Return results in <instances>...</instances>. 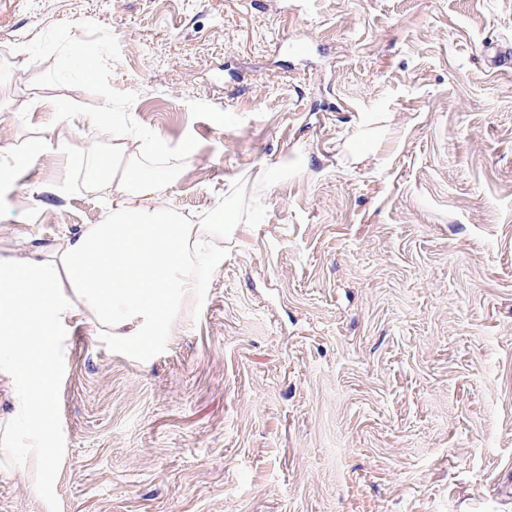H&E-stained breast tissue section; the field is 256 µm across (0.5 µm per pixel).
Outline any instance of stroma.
I'll list each match as a JSON object with an SVG mask.
<instances>
[{
  "instance_id": "35a3bbf8",
  "label": "stroma",
  "mask_w": 512,
  "mask_h": 512,
  "mask_svg": "<svg viewBox=\"0 0 512 512\" xmlns=\"http://www.w3.org/2000/svg\"><path fill=\"white\" fill-rule=\"evenodd\" d=\"M493 43L512 0H0V166L52 144L0 186V257L103 222L74 114L107 104L172 207L240 218L167 326L63 336L51 431L0 381V512H512Z\"/></svg>"
}]
</instances>
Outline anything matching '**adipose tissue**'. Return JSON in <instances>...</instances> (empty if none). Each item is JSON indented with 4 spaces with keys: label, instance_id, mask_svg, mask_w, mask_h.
I'll list each match as a JSON object with an SVG mask.
<instances>
[{
    "label": "adipose tissue",
    "instance_id": "1",
    "mask_svg": "<svg viewBox=\"0 0 512 512\" xmlns=\"http://www.w3.org/2000/svg\"><path fill=\"white\" fill-rule=\"evenodd\" d=\"M109 145L82 152L90 189L111 187L105 222L66 239L43 258H0V380L21 382L17 412L51 428L56 377L52 363L70 319L123 340L147 324L166 325L174 293L198 288V272L219 264L209 240L235 223L219 208L201 218L167 201L170 170L145 161L110 107L87 113Z\"/></svg>",
    "mask_w": 512,
    "mask_h": 512
}]
</instances>
